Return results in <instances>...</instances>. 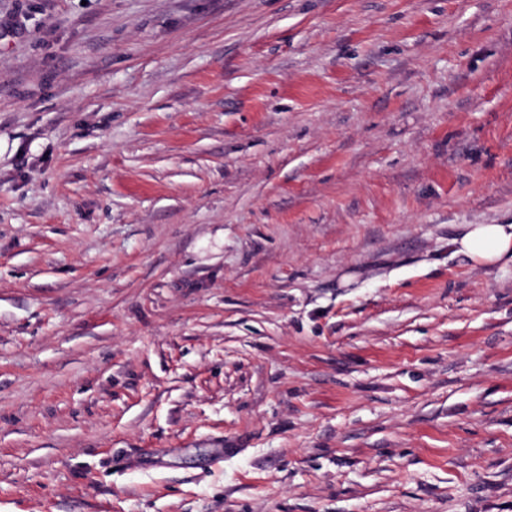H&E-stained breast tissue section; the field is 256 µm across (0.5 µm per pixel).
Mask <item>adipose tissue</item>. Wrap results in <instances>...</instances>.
Returning a JSON list of instances; mask_svg holds the SVG:
<instances>
[{
  "instance_id": "1",
  "label": "adipose tissue",
  "mask_w": 512,
  "mask_h": 512,
  "mask_svg": "<svg viewBox=\"0 0 512 512\" xmlns=\"http://www.w3.org/2000/svg\"><path fill=\"white\" fill-rule=\"evenodd\" d=\"M459 253L480 266L512 261V224H469L456 238Z\"/></svg>"
}]
</instances>
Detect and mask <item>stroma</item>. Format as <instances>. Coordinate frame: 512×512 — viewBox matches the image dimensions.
<instances>
[{
  "mask_svg": "<svg viewBox=\"0 0 512 512\" xmlns=\"http://www.w3.org/2000/svg\"><path fill=\"white\" fill-rule=\"evenodd\" d=\"M512 0H0V512H512ZM453 243L476 265L506 263L512 261V224H468Z\"/></svg>",
  "mask_w": 512,
  "mask_h": 512,
  "instance_id": "obj_1",
  "label": "stroma"
}]
</instances>
